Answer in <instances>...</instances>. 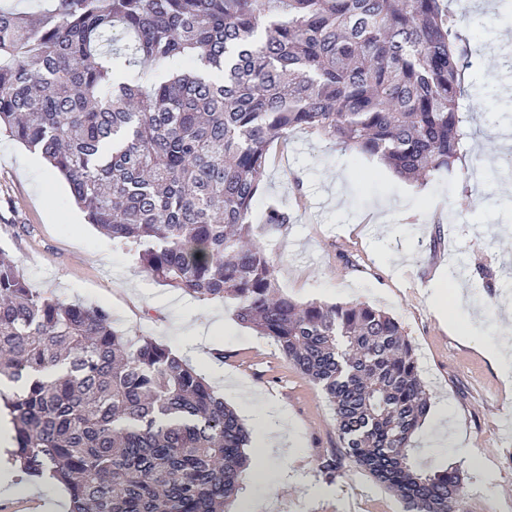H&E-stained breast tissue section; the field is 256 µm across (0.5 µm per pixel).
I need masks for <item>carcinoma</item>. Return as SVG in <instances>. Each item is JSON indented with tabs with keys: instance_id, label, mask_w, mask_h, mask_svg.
Wrapping results in <instances>:
<instances>
[{
	"instance_id": "carcinoma-1",
	"label": "carcinoma",
	"mask_w": 512,
	"mask_h": 512,
	"mask_svg": "<svg viewBox=\"0 0 512 512\" xmlns=\"http://www.w3.org/2000/svg\"><path fill=\"white\" fill-rule=\"evenodd\" d=\"M457 19L441 0H0V132L66 180L87 223L153 278L218 300L320 387L342 451L408 512H460L457 469L425 470L414 348L364 303H298L252 235L269 144L303 128L404 181L453 173ZM265 224H287L272 201ZM13 459L69 512H224L242 419L169 347L102 307L30 287L0 250V378Z\"/></svg>"
}]
</instances>
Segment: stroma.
I'll use <instances>...</instances> for the list:
<instances>
[{
  "instance_id": "1",
  "label": "stroma",
  "mask_w": 512,
  "mask_h": 512,
  "mask_svg": "<svg viewBox=\"0 0 512 512\" xmlns=\"http://www.w3.org/2000/svg\"><path fill=\"white\" fill-rule=\"evenodd\" d=\"M462 12L466 48L460 100L469 151L451 176L420 185L379 159L344 152L297 129L274 147L260 199L291 205L290 223H254L253 236L276 260L278 287L304 303H367L401 324L415 350L430 411L412 442L424 469L459 468L461 512H512V15L483 0H449ZM0 248L31 287L108 310L127 336L174 351L195 348L192 365L236 410L249 434L275 419L286 445L247 448L244 488L231 512H404L365 471L344 463L335 480L318 469L339 449L334 410L270 338L242 327L231 307L199 300L149 277L125 245L86 224L67 183L39 155L0 136ZM462 288L447 316L443 296ZM452 436L435 440L440 427ZM0 512H45L60 486L22 478ZM40 489L29 496L27 485Z\"/></svg>"
}]
</instances>
